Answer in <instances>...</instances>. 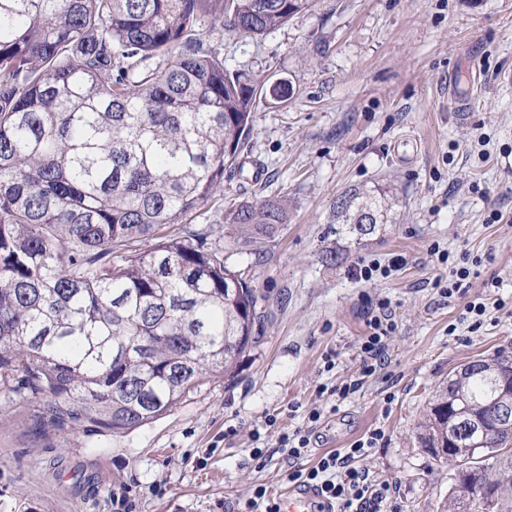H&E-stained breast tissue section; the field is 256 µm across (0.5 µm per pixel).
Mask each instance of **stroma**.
<instances>
[{"mask_svg": "<svg viewBox=\"0 0 512 512\" xmlns=\"http://www.w3.org/2000/svg\"><path fill=\"white\" fill-rule=\"evenodd\" d=\"M218 47L228 68L293 87L281 102L258 97L242 170L205 206L217 225L245 203L286 204L273 237L224 252L257 290L258 341L231 373L125 433L40 427L33 404L0 385V512H112L116 493L132 512H224L257 484L279 499L292 484L278 437L306 427L314 408L324 416L302 466L380 428L386 444L364 467L397 486L402 512H443L448 466L415 428L454 368L512 356V82L500 79L512 71V0H312L269 34ZM468 92L471 110L456 111L454 96ZM355 187L397 197L363 237L334 211ZM435 246L482 261L450 299L433 286L448 274ZM397 254L400 271L357 279L359 263ZM491 279L505 306L470 330L459 317ZM381 300L397 324L389 366L347 399L321 395L356 378L365 310Z\"/></svg>", "mask_w": 512, "mask_h": 512, "instance_id": "35a3bbf8", "label": "stroma"}]
</instances>
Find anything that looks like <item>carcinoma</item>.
<instances>
[{
	"instance_id": "carcinoma-1",
	"label": "carcinoma",
	"mask_w": 512,
	"mask_h": 512,
	"mask_svg": "<svg viewBox=\"0 0 512 512\" xmlns=\"http://www.w3.org/2000/svg\"><path fill=\"white\" fill-rule=\"evenodd\" d=\"M311 0H0V382L43 426L125 432L172 411L255 343L256 289L189 221L224 190L257 84L211 33L264 36ZM210 24L209 34L202 26ZM392 198L353 190L336 216L359 236ZM279 199L227 216L228 247L272 236ZM499 355L448 374L418 426L454 448L512 512V439L458 422L491 413Z\"/></svg>"
}]
</instances>
